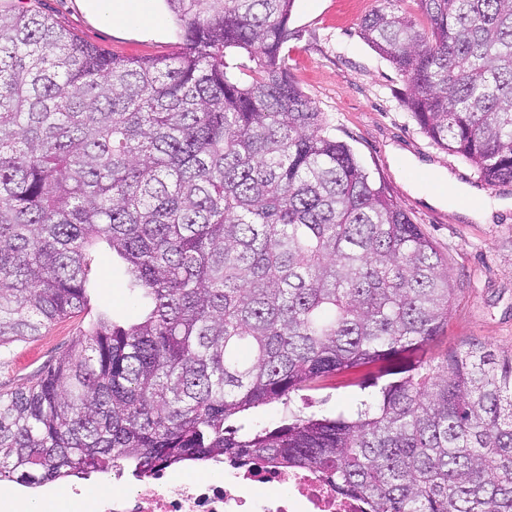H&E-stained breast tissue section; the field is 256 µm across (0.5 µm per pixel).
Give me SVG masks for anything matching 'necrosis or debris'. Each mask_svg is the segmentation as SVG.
Instances as JSON below:
<instances>
[{
    "label": "necrosis or debris",
    "mask_w": 512,
    "mask_h": 512,
    "mask_svg": "<svg viewBox=\"0 0 512 512\" xmlns=\"http://www.w3.org/2000/svg\"><path fill=\"white\" fill-rule=\"evenodd\" d=\"M92 512H362L355 498H342L309 470L257 465L226 476L197 471L184 480L167 470L129 492L104 488Z\"/></svg>",
    "instance_id": "1"
}]
</instances>
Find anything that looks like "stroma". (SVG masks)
Instances as JSON below:
<instances>
[{
  "mask_svg": "<svg viewBox=\"0 0 512 512\" xmlns=\"http://www.w3.org/2000/svg\"><path fill=\"white\" fill-rule=\"evenodd\" d=\"M84 0H0L1 10L24 8L54 19L80 39L119 57H162L178 51L183 32L165 0H152L139 22L112 24L89 14ZM377 0H294L286 45L292 81L323 112L331 133L350 145L359 160L389 187L412 221L433 240L457 289L448 326L428 357L473 343L512 351V183L491 187L461 157L436 145L399 104L404 83L391 63L360 35V24ZM493 201L488 222L469 216ZM91 310L65 319L42 335L0 348V391L27 385L68 349L96 313L131 316L114 271L101 249L91 279ZM369 370L321 379L309 391L318 411L332 414L361 397ZM100 476L69 477L25 490L22 512L32 500L50 499L66 512L73 487L99 484Z\"/></svg>",
  "mask_w": 512,
  "mask_h": 512,
  "instance_id": "obj_1",
  "label": "stroma"
}]
</instances>
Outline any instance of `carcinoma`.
I'll use <instances>...</instances> for the list:
<instances>
[{"label": "carcinoma", "mask_w": 512, "mask_h": 512, "mask_svg": "<svg viewBox=\"0 0 512 512\" xmlns=\"http://www.w3.org/2000/svg\"><path fill=\"white\" fill-rule=\"evenodd\" d=\"M399 2L360 35L400 104L511 183L512 0H417L424 26ZM167 3L182 46L152 58L0 11V347L87 310L102 245L135 310L0 392V482L262 461L364 512H512V352L402 363L448 326L447 263L289 79L294 0ZM382 363L351 411L293 408ZM272 404L276 426L252 419Z\"/></svg>", "instance_id": "cac0c4a2"}]
</instances>
